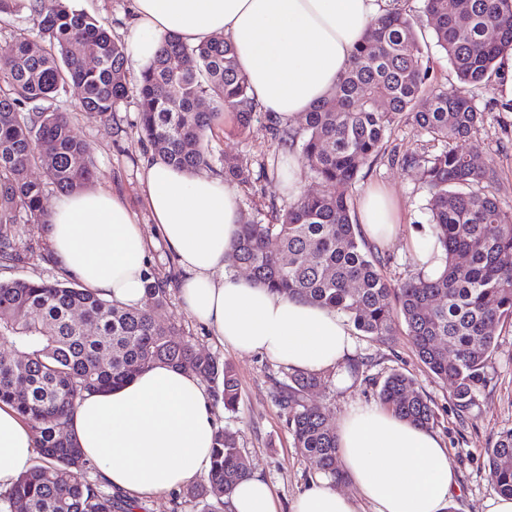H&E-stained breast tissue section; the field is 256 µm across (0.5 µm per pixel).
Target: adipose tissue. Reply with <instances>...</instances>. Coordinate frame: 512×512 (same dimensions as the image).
Listing matches in <instances>:
<instances>
[{
  "label": "adipose tissue",
  "instance_id": "ef3b65f1",
  "mask_svg": "<svg viewBox=\"0 0 512 512\" xmlns=\"http://www.w3.org/2000/svg\"><path fill=\"white\" fill-rule=\"evenodd\" d=\"M392 0H133L128 59L149 62L169 35L188 43L221 36L236 49L254 100L295 122L332 91L368 26ZM144 200L183 274L186 310L218 343L266 352L289 369L338 372L351 331L336 310L270 291L233 272L228 257L241 222L236 195L207 171L147 163ZM363 234L376 246L396 235L389 191L369 189L357 204ZM52 259L83 288L142 306L150 240L117 196L102 189L53 200L45 228ZM215 399L194 373L154 366L129 382L83 396L69 431L101 480L128 502L146 503L193 484L211 467ZM339 460L357 490L348 495L314 475L293 512H446L457 488L448 451L429 431L383 408H357L337 430ZM38 459L28 420L0 403V492ZM229 512H278L270 485L251 475L229 497Z\"/></svg>",
  "mask_w": 512,
  "mask_h": 512
}]
</instances>
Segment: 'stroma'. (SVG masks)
Segmentation results:
<instances>
[{"label":"stroma","mask_w":512,"mask_h":512,"mask_svg":"<svg viewBox=\"0 0 512 512\" xmlns=\"http://www.w3.org/2000/svg\"><path fill=\"white\" fill-rule=\"evenodd\" d=\"M75 9L94 15L112 28L114 37L126 41L130 29V0H72ZM475 102L484 108V124L466 143L472 153L492 161L496 178L490 191L504 212L512 213V110L504 108L497 88L477 93ZM73 131L93 149L97 168L95 188L118 196L132 211L146 236L154 243L150 250L148 271L166 281L168 301L156 309L157 320L164 325L181 326L184 339L197 349L214 356L219 363L233 367L240 386V400L235 411L216 405L219 428L234 432L237 446L251 472L263 476L273 487L280 512H292L297 494L313 475L311 464L293 445L288 429V413L278 401L280 387L288 382V369L265 353H240L219 344L209 327L184 308L180 297L183 275L162 240L156 239L155 226L145 205L141 175L146 160L156 158L157 146L141 133L136 91L117 106L110 119L73 109ZM225 117L209 137L208 147L214 159L227 155L248 158L251 165L269 161L276 143L267 119L254 122L245 136L228 135ZM433 143L415 123L406 122L395 129L387 142L385 156L363 169L355 184L347 187L352 198H360L373 186L386 188L400 208L404 222L397 228L394 241L381 248L388 262L382 273L398 283L415 273V257L408 247L411 240L428 243L432 237L427 210L428 191L416 173L403 169L399 156L432 150ZM242 218L261 215L271 222L272 207L291 203L287 181L258 179L249 185L231 182ZM21 237L30 245L24 262L0 264V281L16 278L54 280L60 272L44 255L45 235L39 225L25 224ZM351 359L364 362L363 373L333 382L329 388L309 392L307 401L326 406L332 423H339L357 407L377 406L376 393L383 379L392 371L412 377L416 389L430 400L437 420L434 434L448 450V460L459 477L460 493L450 506L451 512H481L483 503L496 491L489 476L485 450L504 430L512 429V325L499 327L497 344L485 367V383L466 412H458L450 384L437 379L420 361L406 335L385 343L353 333Z\"/></svg>","instance_id":"35a3bbf8"}]
</instances>
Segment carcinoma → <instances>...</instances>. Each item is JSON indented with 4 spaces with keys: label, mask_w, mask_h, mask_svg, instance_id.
Here are the masks:
<instances>
[{
    "label": "carcinoma",
    "mask_w": 512,
    "mask_h": 512,
    "mask_svg": "<svg viewBox=\"0 0 512 512\" xmlns=\"http://www.w3.org/2000/svg\"><path fill=\"white\" fill-rule=\"evenodd\" d=\"M434 44L448 59L456 83L434 81L428 45L419 38L420 15L406 0L368 27L333 92L305 113L296 129L272 117L277 151L299 160L321 184L275 215L276 223L240 224L231 263L270 290L339 311L362 335L385 341L404 323L420 361L451 385L465 412L484 383V368L500 325L512 324V214L485 189L491 162L463 142L484 123L473 93L497 77L499 57L512 51V0H422ZM28 12L36 34L19 30L0 56V262L23 261L20 224H46L45 184L65 194L89 186L96 171L92 149L72 131L66 103L109 117L128 94L126 48L101 20L69 0H0V16ZM91 45L97 64L84 62ZM141 132L160 146L163 162L195 171L210 166L205 139L219 114L236 117L243 135L261 117L234 45L224 40L188 44L164 40L136 81ZM411 120L438 148L412 153L401 165L428 187L434 246L443 268L434 278L419 271L393 284L366 246L354 201L336 187L354 182L378 160L388 134ZM44 169L47 182L31 171ZM224 179L250 183L248 161L224 158ZM167 282L146 276V301L167 299ZM181 329L156 322L152 308H127L68 278L0 283V402L11 404L36 434L39 462L7 492L3 512H133L103 485L69 433L77 402L88 392L123 385L155 365L189 369L215 400L235 411L239 383L233 368L180 338ZM280 391L294 447L333 481L345 474L336 430L324 406L305 394L331 384L326 375L293 372ZM378 399L400 418L424 429L435 411L414 380L393 371ZM490 478L512 497V429L486 449ZM249 469L232 432L220 430L201 495L216 503Z\"/></svg>",
    "instance_id": "cac0c4a2"
}]
</instances>
